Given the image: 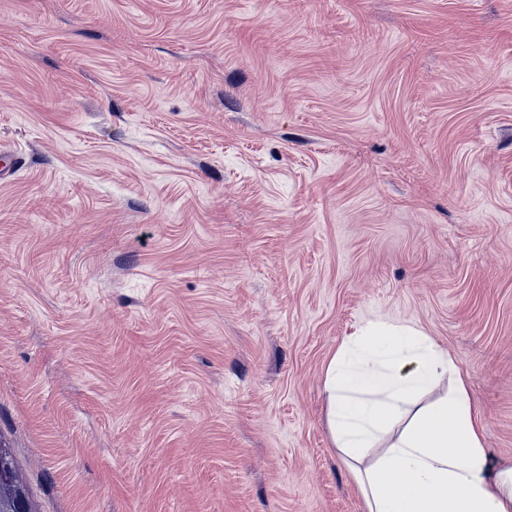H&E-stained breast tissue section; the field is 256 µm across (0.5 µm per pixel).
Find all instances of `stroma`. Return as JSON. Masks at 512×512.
<instances>
[{
    "label": "stroma",
    "mask_w": 512,
    "mask_h": 512,
    "mask_svg": "<svg viewBox=\"0 0 512 512\" xmlns=\"http://www.w3.org/2000/svg\"><path fill=\"white\" fill-rule=\"evenodd\" d=\"M0 446L37 512H366L370 320L512 464V0H0Z\"/></svg>",
    "instance_id": "1"
}]
</instances>
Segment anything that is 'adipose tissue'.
I'll return each mask as SVG.
<instances>
[{"mask_svg":"<svg viewBox=\"0 0 512 512\" xmlns=\"http://www.w3.org/2000/svg\"><path fill=\"white\" fill-rule=\"evenodd\" d=\"M324 390L336 447L353 460L379 451L354 471L367 512H512V467L490 473L468 385L420 327L362 324L329 360Z\"/></svg>","mask_w":512,"mask_h":512,"instance_id":"obj_1","label":"adipose tissue"}]
</instances>
